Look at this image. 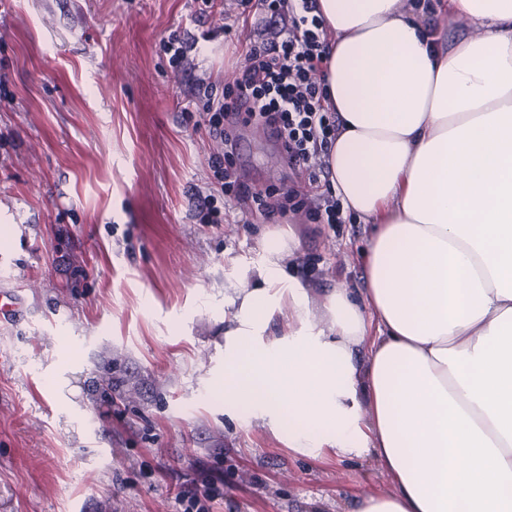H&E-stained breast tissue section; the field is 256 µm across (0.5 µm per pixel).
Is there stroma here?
Segmentation results:
<instances>
[{
	"label": "stroma",
	"mask_w": 512,
	"mask_h": 512,
	"mask_svg": "<svg viewBox=\"0 0 512 512\" xmlns=\"http://www.w3.org/2000/svg\"><path fill=\"white\" fill-rule=\"evenodd\" d=\"M0 0V512H176L186 486L212 512H356L392 485L373 454L309 457L215 392L224 287L250 278L273 226L300 244L290 276L315 304L365 286L362 220L202 224L192 189L223 144L183 118L195 79L233 83L253 36L231 0ZM232 24L235 38L222 27ZM200 35L175 74L160 44ZM242 180L305 191L279 144L232 128ZM73 364L75 407L52 396ZM134 402H123L128 390Z\"/></svg>",
	"instance_id": "1"
}]
</instances>
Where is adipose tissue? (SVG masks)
Segmentation results:
<instances>
[{"label":"adipose tissue","instance_id":"adipose-tissue-1","mask_svg":"<svg viewBox=\"0 0 512 512\" xmlns=\"http://www.w3.org/2000/svg\"><path fill=\"white\" fill-rule=\"evenodd\" d=\"M318 4L330 181L371 226L366 286L314 306L268 230L256 283L224 300L215 383L294 452L373 453L393 491L358 512H512V0H444L468 27L452 42L406 0Z\"/></svg>","mask_w":512,"mask_h":512}]
</instances>
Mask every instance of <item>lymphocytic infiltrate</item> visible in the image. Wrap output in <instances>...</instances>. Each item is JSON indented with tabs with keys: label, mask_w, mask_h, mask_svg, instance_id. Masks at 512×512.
Masks as SVG:
<instances>
[{
	"label": "lymphocytic infiltrate",
	"mask_w": 512,
	"mask_h": 512,
	"mask_svg": "<svg viewBox=\"0 0 512 512\" xmlns=\"http://www.w3.org/2000/svg\"><path fill=\"white\" fill-rule=\"evenodd\" d=\"M316 2L235 0L258 37L246 50L232 87L220 91L201 81L190 91L189 104L199 125L225 145L208 159L209 190L193 197L196 215L205 223H224L234 210L272 218L301 209L317 224L345 223L341 201L332 192L302 199L293 190L257 188L239 179L233 166L234 140L227 129L233 121L270 126L289 166L306 172L314 184L329 177L327 158L337 124L335 113L322 104L329 51Z\"/></svg>",
	"instance_id": "f902f5d3"
}]
</instances>
